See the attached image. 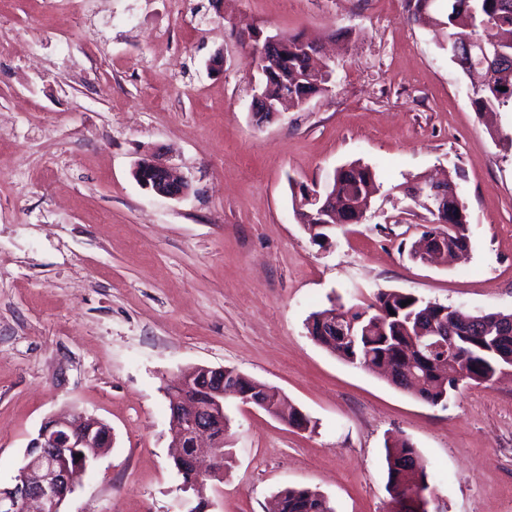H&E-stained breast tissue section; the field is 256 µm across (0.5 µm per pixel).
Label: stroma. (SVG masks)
<instances>
[{"label": "stroma", "mask_w": 512, "mask_h": 512, "mask_svg": "<svg viewBox=\"0 0 512 512\" xmlns=\"http://www.w3.org/2000/svg\"><path fill=\"white\" fill-rule=\"evenodd\" d=\"M0 0V487L51 415L115 442L63 512H178L166 389L232 367L310 417L291 428L228 398L231 460L207 512H269L286 487L333 512H389L385 445L409 440L442 512H512V372L433 406L319 345L316 311L399 290L512 313V107L476 111L439 27L408 0ZM301 33L330 55L326 92L260 125L240 30ZM222 53L221 72L206 63ZM152 153L189 181L153 195ZM359 161L380 186L362 223L313 241L299 185ZM452 175L470 227L447 266L408 250L430 213L415 177ZM145 158V163L141 159L134 168V177L143 188L169 199H180L189 192L188 181L177 175L171 166L154 155Z\"/></svg>", "instance_id": "1"}]
</instances>
